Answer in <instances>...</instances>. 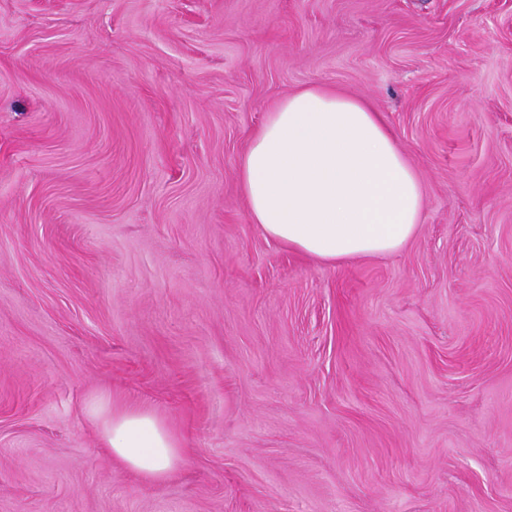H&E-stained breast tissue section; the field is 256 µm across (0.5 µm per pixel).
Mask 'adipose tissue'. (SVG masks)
<instances>
[{"instance_id": "adipose-tissue-1", "label": "adipose tissue", "mask_w": 512, "mask_h": 512, "mask_svg": "<svg viewBox=\"0 0 512 512\" xmlns=\"http://www.w3.org/2000/svg\"><path fill=\"white\" fill-rule=\"evenodd\" d=\"M252 223L289 250L344 260L402 249L422 228L423 185L391 128L364 98L310 86L279 99L236 170ZM113 456L164 482L182 447L151 412L89 406Z\"/></svg>"}]
</instances>
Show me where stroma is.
Instances as JSON below:
<instances>
[{"instance_id":"1","label":"stroma","mask_w":512,"mask_h":512,"mask_svg":"<svg viewBox=\"0 0 512 512\" xmlns=\"http://www.w3.org/2000/svg\"><path fill=\"white\" fill-rule=\"evenodd\" d=\"M310 85L419 173L399 252L251 223ZM101 395L181 439L164 483ZM0 512H512V0H0ZM89 414L99 422L106 448L144 479L164 482L180 463V442L153 413L116 408L111 397L99 396L89 405Z\"/></svg>"}]
</instances>
